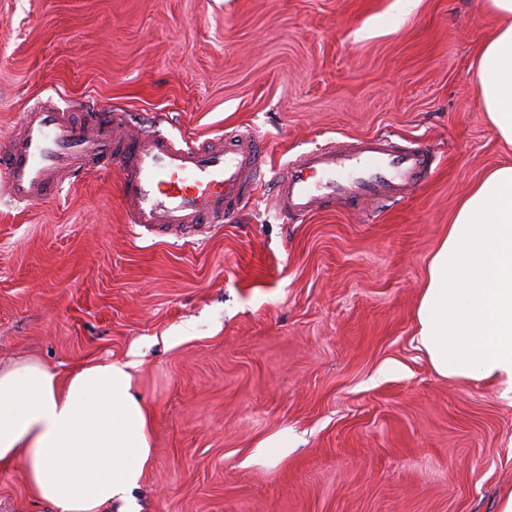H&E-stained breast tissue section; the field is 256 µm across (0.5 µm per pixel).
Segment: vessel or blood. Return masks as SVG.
<instances>
[{
    "label": "vessel or blood",
    "mask_w": 512,
    "mask_h": 512,
    "mask_svg": "<svg viewBox=\"0 0 512 512\" xmlns=\"http://www.w3.org/2000/svg\"><path fill=\"white\" fill-rule=\"evenodd\" d=\"M112 158L129 223L164 237L224 223L265 189L285 221L338 197L382 206L427 181L433 166L426 147L400 149L375 135L322 145L289 161L286 173L271 174L268 150L251 133L184 146L156 128L129 126L123 114L99 108L85 120L47 98L22 112L18 131L0 143V178L13 201L30 206Z\"/></svg>",
    "instance_id": "vessel-or-blood-1"
}]
</instances>
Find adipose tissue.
I'll list each match as a JSON object with an SVG mask.
<instances>
[{
	"mask_svg": "<svg viewBox=\"0 0 512 512\" xmlns=\"http://www.w3.org/2000/svg\"><path fill=\"white\" fill-rule=\"evenodd\" d=\"M501 24L476 59L478 98L512 146V0H488ZM420 347L442 377L512 391V164L460 202L432 254L417 307ZM130 363L59 378L24 360L0 370V465L23 462L30 496L56 512L128 502L151 461V412Z\"/></svg>",
	"mask_w": 512,
	"mask_h": 512,
	"instance_id": "adipose-tissue-1",
	"label": "adipose tissue"
}]
</instances>
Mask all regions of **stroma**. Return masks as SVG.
<instances>
[{"label":"stroma","instance_id":"1","mask_svg":"<svg viewBox=\"0 0 512 512\" xmlns=\"http://www.w3.org/2000/svg\"><path fill=\"white\" fill-rule=\"evenodd\" d=\"M498 25L485 0H0V138L51 95L180 141L246 127L280 166L385 132L434 159L387 209L285 224L263 196L179 239L127 223L114 165L31 207L0 191V367L136 359L139 512H497L512 393L436 375L415 334L461 199L512 161L474 69ZM0 512L55 509L18 463Z\"/></svg>","mask_w":512,"mask_h":512}]
</instances>
